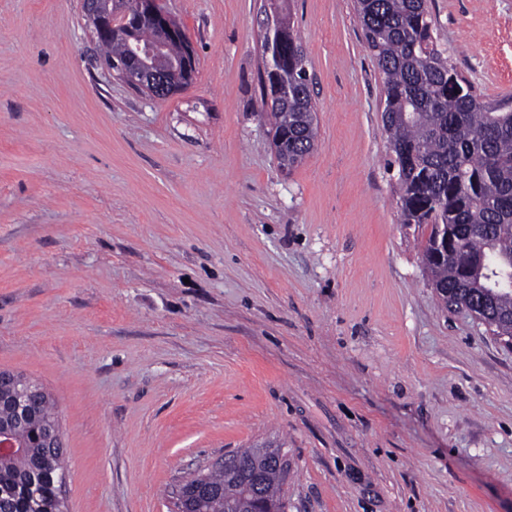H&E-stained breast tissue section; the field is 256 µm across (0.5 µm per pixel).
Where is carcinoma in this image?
I'll return each instance as SVG.
<instances>
[{
	"instance_id": "cac0c4a2",
	"label": "carcinoma",
	"mask_w": 512,
	"mask_h": 512,
	"mask_svg": "<svg viewBox=\"0 0 512 512\" xmlns=\"http://www.w3.org/2000/svg\"><path fill=\"white\" fill-rule=\"evenodd\" d=\"M365 45L382 79L383 130L396 169L400 223L425 225L422 262L448 308H477L491 333L512 347V99L486 100L439 50L431 35L428 0H354ZM279 22L262 45L261 111L270 113L272 144L285 168L300 165L317 143L316 105L307 55L291 11L273 6ZM103 62L120 59L125 38L102 40ZM448 231L446 258L432 240ZM25 378L0 380V424H14L22 451L0 453V512H66L60 484L65 450L46 448L43 429L57 423L54 402L42 395L29 418L15 422L11 406ZM283 448H246L226 466L199 472L208 489L188 497L172 491L175 507L225 512L235 502L255 512H287Z\"/></svg>"
}]
</instances>
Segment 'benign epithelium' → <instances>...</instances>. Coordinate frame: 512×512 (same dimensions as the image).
Instances as JSON below:
<instances>
[{"mask_svg":"<svg viewBox=\"0 0 512 512\" xmlns=\"http://www.w3.org/2000/svg\"><path fill=\"white\" fill-rule=\"evenodd\" d=\"M87 27L98 38L112 35L115 21L123 25H152L155 35L150 43L127 39V59L137 62L134 68L127 64H109L106 71L125 82L150 100H160L171 88V71L160 63L167 44L183 38L179 26L162 7L161 0H84Z\"/></svg>","mask_w":512,"mask_h":512,"instance_id":"obj_1","label":"benign epithelium"}]
</instances>
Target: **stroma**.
<instances>
[{"mask_svg": "<svg viewBox=\"0 0 512 512\" xmlns=\"http://www.w3.org/2000/svg\"><path fill=\"white\" fill-rule=\"evenodd\" d=\"M267 0H164L194 85L98 62L81 0H0V370L54 398L67 512H174L197 468L273 441L288 512H512V350L444 307L400 224L353 0H291L315 150L260 110ZM512 95V0H429Z\"/></svg>", "mask_w": 512, "mask_h": 512, "instance_id": "stroma-1", "label": "stroma"}]
</instances>
